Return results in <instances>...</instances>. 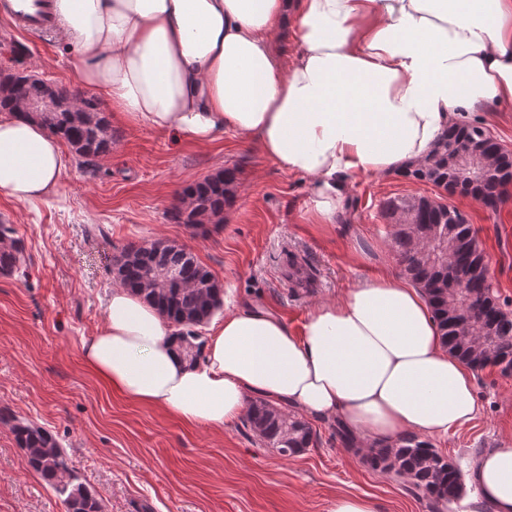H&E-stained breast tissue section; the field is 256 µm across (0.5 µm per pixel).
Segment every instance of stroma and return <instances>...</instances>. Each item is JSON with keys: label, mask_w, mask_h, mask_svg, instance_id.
<instances>
[{"label": "stroma", "mask_w": 512, "mask_h": 512, "mask_svg": "<svg viewBox=\"0 0 512 512\" xmlns=\"http://www.w3.org/2000/svg\"><path fill=\"white\" fill-rule=\"evenodd\" d=\"M23 46L22 54L10 51ZM69 47L34 35L0 12V70L34 71L73 87ZM112 150L94 166L73 164L34 203L0 194V224L24 240L26 276L0 275V410L52 431L74 475L100 498L103 512H331L336 497L367 495L379 512H429L405 480L347 451L330 421H312L317 442L284 458L243 422L190 429L158 407L106 389L85 369L81 344L104 322L123 247L168 239L192 250L221 284L224 309L252 302L300 329L312 305L340 295L380 263L401 266L381 212L390 197H426L463 212L490 260L504 310L512 312V198L490 210L393 172L351 181L347 220L310 224L307 178L280 171L239 136L209 147L170 135L112 125ZM237 172L222 229L194 235L166 212L186 186ZM308 261L316 284L289 288L287 253ZM479 412L438 444L461 468L484 450L512 444V376L475 374ZM0 512H66L63 499L30 470L8 426L0 424Z\"/></svg>", "instance_id": "35a3bbf8"}]
</instances>
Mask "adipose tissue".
I'll list each match as a JSON object with an SVG mask.
<instances>
[{
  "label": "adipose tissue",
  "mask_w": 512,
  "mask_h": 512,
  "mask_svg": "<svg viewBox=\"0 0 512 512\" xmlns=\"http://www.w3.org/2000/svg\"><path fill=\"white\" fill-rule=\"evenodd\" d=\"M74 79L131 126L198 146L231 132L310 180V218L339 223L347 185L416 164L451 125L512 106V0H55ZM289 32L292 55L277 46ZM33 120L0 115V194L30 202L71 168ZM112 391L202 428L255 394L339 422L362 448L446 437L478 413L421 288L388 266L320 301L300 331L249 304L213 323L197 363L158 310L113 287L83 342ZM489 512H512V448L474 461Z\"/></svg>",
  "instance_id": "1"
}]
</instances>
